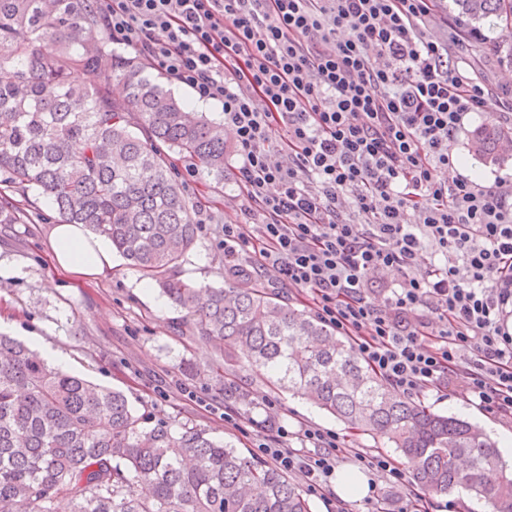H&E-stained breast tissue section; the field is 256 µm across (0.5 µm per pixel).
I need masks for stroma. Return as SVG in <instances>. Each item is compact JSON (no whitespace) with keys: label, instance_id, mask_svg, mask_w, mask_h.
<instances>
[{"label":"stroma","instance_id":"1","mask_svg":"<svg viewBox=\"0 0 512 512\" xmlns=\"http://www.w3.org/2000/svg\"><path fill=\"white\" fill-rule=\"evenodd\" d=\"M499 113L498 102L491 99L485 112L465 118L452 145L454 174L476 176L486 184L512 179V157L498 165L472 152L473 130L487 121L498 122ZM170 160L188 196L198 201L195 217L203 222L199 241L179 275L197 285H221L229 275L217 243L225 225L240 219L232 199L236 186L229 179L218 184L185 174L189 160L182 155L171 154ZM0 195L10 199L21 218L17 224H0V332L61 352L67 358L66 371L122 391L146 427L162 424L175 430L187 423L252 454L250 435L225 425L219 416L225 406V382L213 371L215 346L194 332L183 312L166 303L157 285L118 255L111 268L91 277L62 272L50 246L52 227L59 221L56 211L34 192L5 183ZM229 382L242 393L233 408L246 418L260 423L277 418L292 431L303 424L328 428L356 447L392 451L382 438L351 430L307 401L278 393L248 371L231 375ZM268 399L275 401V408L265 407ZM423 401L435 412L480 425L493 440L512 433V426L455 397L429 393ZM336 471L366 477L367 496L346 499L351 512H366L370 496L379 498L384 512H398L405 489L368 473L351 457L338 460Z\"/></svg>","mask_w":512,"mask_h":512}]
</instances>
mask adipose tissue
<instances>
[{
  "label": "adipose tissue",
  "mask_w": 512,
  "mask_h": 512,
  "mask_svg": "<svg viewBox=\"0 0 512 512\" xmlns=\"http://www.w3.org/2000/svg\"><path fill=\"white\" fill-rule=\"evenodd\" d=\"M51 247L57 264L71 273L94 275L112 263L107 241L93 236L80 224L55 225Z\"/></svg>",
  "instance_id": "adipose-tissue-1"
}]
</instances>
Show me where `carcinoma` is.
Returning <instances> with one entry per match:
<instances>
[{"label":"carcinoma","mask_w":512,"mask_h":512,"mask_svg":"<svg viewBox=\"0 0 512 512\" xmlns=\"http://www.w3.org/2000/svg\"><path fill=\"white\" fill-rule=\"evenodd\" d=\"M459 13L512 30V0H454ZM103 41L86 0H0V175L82 224L185 313L217 350L279 391L394 445L436 495L465 492L512 512V464L478 427L400 397L351 342L259 283L197 286L177 269L200 237L167 152L197 178L224 180V127L179 102L134 61L100 75ZM126 88L112 97V81ZM512 131L473 134L483 160ZM311 512L281 470L194 426H143L126 396L42 360L0 334V512Z\"/></svg>","instance_id":"obj_1"}]
</instances>
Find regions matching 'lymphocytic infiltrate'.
Instances as JSON below:
<instances>
[{
	"label": "lymphocytic infiltrate",
	"mask_w": 512,
	"mask_h": 512,
	"mask_svg": "<svg viewBox=\"0 0 512 512\" xmlns=\"http://www.w3.org/2000/svg\"><path fill=\"white\" fill-rule=\"evenodd\" d=\"M91 3L114 44L221 105L239 156L229 271L310 297L396 393L445 389L511 424L512 180L446 178L465 116L498 89L469 77L460 31L433 32L435 0ZM253 446L313 494L347 454L408 483L325 428L260 429Z\"/></svg>",
	"instance_id": "lymphocytic-infiltrate-1"
}]
</instances>
